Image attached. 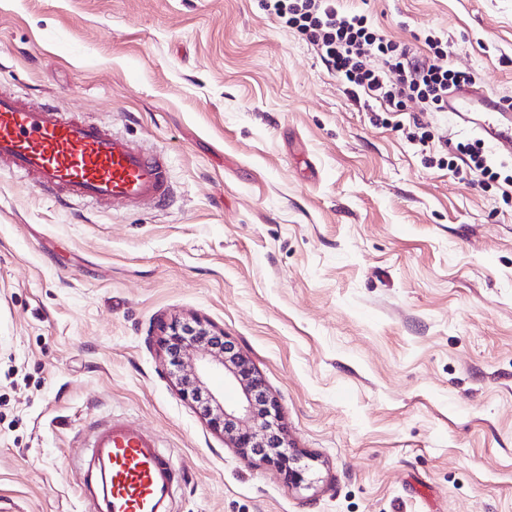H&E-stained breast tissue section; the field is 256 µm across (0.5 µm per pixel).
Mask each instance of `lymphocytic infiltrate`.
I'll use <instances>...</instances> for the list:
<instances>
[{
    "mask_svg": "<svg viewBox=\"0 0 512 512\" xmlns=\"http://www.w3.org/2000/svg\"><path fill=\"white\" fill-rule=\"evenodd\" d=\"M260 6L316 47L351 99L374 100L392 114H401L409 101L424 112L447 111L449 91L473 81L469 73L449 67L447 39L426 36L428 52L417 55L387 40L364 13L343 10L338 0H260ZM450 153L449 171L479 172L503 194L512 193V173L483 139L457 143Z\"/></svg>",
    "mask_w": 512,
    "mask_h": 512,
    "instance_id": "obj_1",
    "label": "lymphocytic infiltrate"
}]
</instances>
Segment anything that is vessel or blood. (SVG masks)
<instances>
[{"label":"vessel or blood","mask_w":512,"mask_h":512,"mask_svg":"<svg viewBox=\"0 0 512 512\" xmlns=\"http://www.w3.org/2000/svg\"><path fill=\"white\" fill-rule=\"evenodd\" d=\"M450 114L484 116L477 129L501 151H512V124L496 121L498 103L483 88L448 99ZM0 167L27 178L60 205L89 200L112 207L162 204L171 185L163 155L151 153L97 123L61 112L53 102L28 104L0 91ZM91 512H164L180 474L156 436L139 423L98 425L79 464Z\"/></svg>","instance_id":"vessel-or-blood-1"}]
</instances>
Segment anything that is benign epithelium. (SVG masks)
I'll return each mask as SVG.
<instances>
[{"instance_id":"benign-epithelium-1","label":"benign epithelium","mask_w":512,"mask_h":512,"mask_svg":"<svg viewBox=\"0 0 512 512\" xmlns=\"http://www.w3.org/2000/svg\"><path fill=\"white\" fill-rule=\"evenodd\" d=\"M195 324L196 327L192 328L194 339L189 343L182 339V326L171 323L162 327V347L168 351L175 344L187 352L199 345L207 346L208 363L222 367L224 375L234 381L240 390V401L234 406H228L224 400L208 391L202 379V370L191 361L183 366L177 377L181 394L195 400L198 394L206 393L209 412L205 416L209 419V425L229 439L248 461L255 464L272 463L280 468L297 459V456L284 451L288 441L283 428L275 431L269 424H259L256 398L266 402V413L270 414L275 423L280 419L279 405L276 399L265 392L248 357L233 350V345L224 340V331L198 320Z\"/></svg>"}]
</instances>
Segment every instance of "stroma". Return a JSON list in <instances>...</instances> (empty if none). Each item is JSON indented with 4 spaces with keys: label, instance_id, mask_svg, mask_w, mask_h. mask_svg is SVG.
<instances>
[{
    "label": "stroma",
    "instance_id": "1",
    "mask_svg": "<svg viewBox=\"0 0 512 512\" xmlns=\"http://www.w3.org/2000/svg\"><path fill=\"white\" fill-rule=\"evenodd\" d=\"M512 101V0H341ZM0 89L163 152L162 209L0 172V512H85L112 419L184 479L166 512H512V200L439 169L259 0H0ZM223 328L301 486L183 397L160 322Z\"/></svg>",
    "mask_w": 512,
    "mask_h": 512
}]
</instances>
